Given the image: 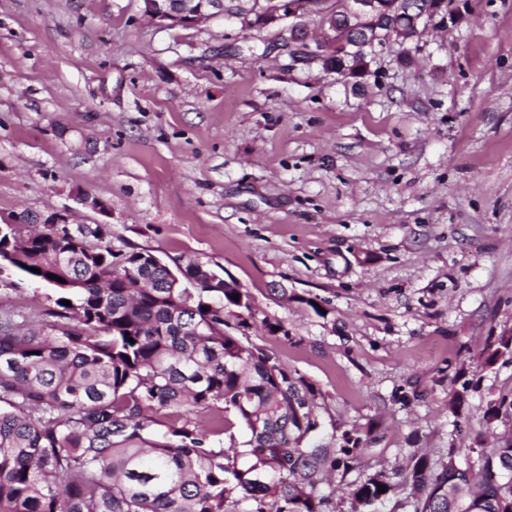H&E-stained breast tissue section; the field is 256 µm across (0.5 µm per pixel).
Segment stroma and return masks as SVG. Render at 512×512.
<instances>
[{"instance_id": "35a3bbf8", "label": "stroma", "mask_w": 512, "mask_h": 512, "mask_svg": "<svg viewBox=\"0 0 512 512\" xmlns=\"http://www.w3.org/2000/svg\"><path fill=\"white\" fill-rule=\"evenodd\" d=\"M367 61L328 73L280 25L166 28L141 0H0V224L66 209L114 257L239 285L232 333L314 385L322 433L368 434L327 512L412 450L512 431L485 415L512 400V360L483 365L512 335V0H448ZM47 305L0 276L18 326Z\"/></svg>"}]
</instances>
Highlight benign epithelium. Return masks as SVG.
Returning <instances> with one entry per match:
<instances>
[{
  "label": "benign epithelium",
  "mask_w": 512,
  "mask_h": 512,
  "mask_svg": "<svg viewBox=\"0 0 512 512\" xmlns=\"http://www.w3.org/2000/svg\"><path fill=\"white\" fill-rule=\"evenodd\" d=\"M143 12L151 20L167 27L190 28L208 23L215 19L226 21H242L243 14L238 8L249 9L253 0H142ZM309 4L304 0H275L267 10L263 25H284L288 32L285 47L297 59L304 62L322 63L327 72L336 71L334 62L328 60L324 53L325 43L336 39V48L340 54L347 55L356 47L350 39V32L365 29L378 22L386 26L384 38L379 47L390 44L407 46L417 39L419 27L405 29L395 23L393 18L404 12L411 11L406 0H337V5L315 11L319 17L322 35L314 40L309 39L303 18ZM37 223L63 226L73 229L70 214L66 211H55L47 215L37 216Z\"/></svg>",
  "instance_id": "7a95c632"
}]
</instances>
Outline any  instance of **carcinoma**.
Segmentation results:
<instances>
[{"label": "carcinoma", "instance_id": "carcinoma-1", "mask_svg": "<svg viewBox=\"0 0 512 512\" xmlns=\"http://www.w3.org/2000/svg\"><path fill=\"white\" fill-rule=\"evenodd\" d=\"M102 234L0 224V273L47 287L45 315L62 319L21 333L0 317V512H323L319 485L358 462V431L338 447L308 440L313 385L224 321L226 308H249L241 289L209 287L200 261L184 270L201 287L171 288L144 252L116 262L92 246ZM506 356L512 336L483 366ZM206 411L209 435L196 420ZM461 452L414 454L400 482L376 472L352 500L382 506L401 485L411 512H512V434L468 449L475 470L457 464Z\"/></svg>", "mask_w": 512, "mask_h": 512}]
</instances>
